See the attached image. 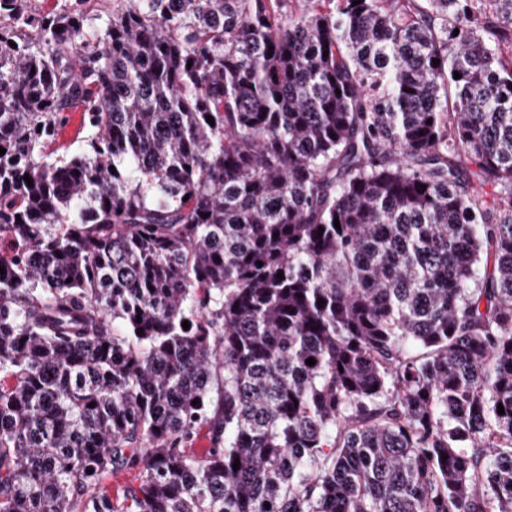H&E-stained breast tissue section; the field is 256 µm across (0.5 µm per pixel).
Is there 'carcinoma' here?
I'll return each instance as SVG.
<instances>
[{
  "instance_id": "cac0c4a2",
  "label": "carcinoma",
  "mask_w": 512,
  "mask_h": 512,
  "mask_svg": "<svg viewBox=\"0 0 512 512\" xmlns=\"http://www.w3.org/2000/svg\"><path fill=\"white\" fill-rule=\"evenodd\" d=\"M86 2L0 0V512H512V0ZM83 109V106L76 105L69 112H64L66 119L48 149L53 152V156L70 155L83 147L84 141L90 135L88 127L84 125ZM138 474L136 471H123L115 474H111L102 481L98 490L101 493L108 494L115 497L117 493H120L122 489L130 485L137 484Z\"/></svg>"
}]
</instances>
